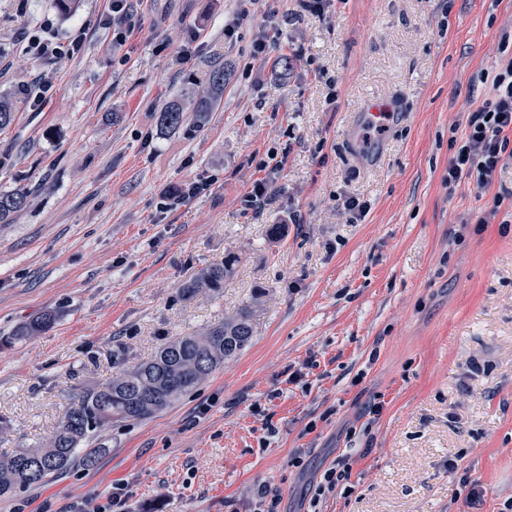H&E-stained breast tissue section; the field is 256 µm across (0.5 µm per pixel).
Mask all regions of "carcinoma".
I'll list each match as a JSON object with an SVG mask.
<instances>
[{"mask_svg": "<svg viewBox=\"0 0 512 512\" xmlns=\"http://www.w3.org/2000/svg\"><path fill=\"white\" fill-rule=\"evenodd\" d=\"M226 71L218 64L209 75L210 91L195 102V111L214 110L224 89ZM161 128L176 130L183 123V110L176 102L165 106L157 117ZM28 191L0 194V223L21 209ZM236 259L224 257V265L212 267L184 282L180 296L189 300L201 288L218 291L234 270ZM56 315L47 311L18 325L0 339V345L25 341L50 329ZM253 337V309H239L224 322L202 335L180 336L164 346L150 361L124 370L109 383L80 392L62 413L58 426L44 448H23L0 460V495H11L67 471L76 459L84 467L94 466L105 449H80L95 433L117 421L146 419L166 408L186 391L196 387L222 363L246 347Z\"/></svg>", "mask_w": 512, "mask_h": 512, "instance_id": "cac0c4a2", "label": "carcinoma"}]
</instances>
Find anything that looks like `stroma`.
Listing matches in <instances>:
<instances>
[{"mask_svg": "<svg viewBox=\"0 0 512 512\" xmlns=\"http://www.w3.org/2000/svg\"><path fill=\"white\" fill-rule=\"evenodd\" d=\"M111 10L0 0V96L14 110L0 194L29 192L0 223V336L57 314L0 349V458L45 447L76 392L175 337L245 306L254 336L165 410L96 434L94 467L0 497V512H80L119 484L118 512H253L261 485L281 512H500L512 497V160L484 193L449 186L448 162L453 128L489 94L478 76L500 55L512 0H325L302 14L257 0L244 20L240 0H127L120 40ZM270 18L278 31L256 53ZM77 34L70 58L27 50L32 35ZM213 62L227 80L201 122L193 100ZM376 100L398 114L388 129L359 120ZM173 101L184 124L160 130ZM263 177L265 209L244 210ZM193 183L202 191L184 196ZM349 196L363 216L344 211ZM290 211L298 223H281ZM228 255L223 289L182 300L183 282ZM345 459L351 491L313 503ZM56 321V315L47 311L18 325L11 336L2 337L0 345H10L16 341H25L50 329Z\"/></svg>", "mask_w": 512, "mask_h": 512, "instance_id": "35a3bbf8", "label": "stroma"}]
</instances>
